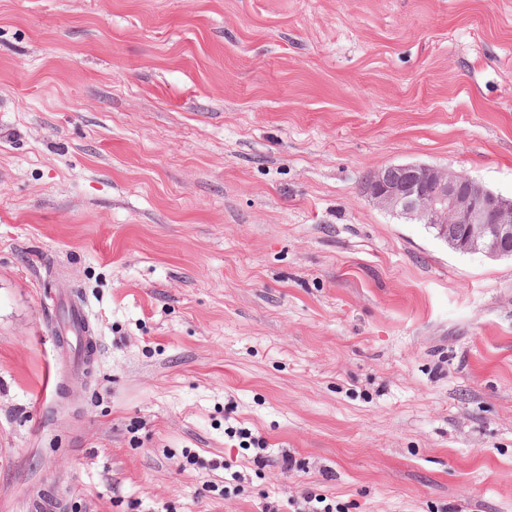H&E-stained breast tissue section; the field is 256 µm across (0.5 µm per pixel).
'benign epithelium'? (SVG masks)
<instances>
[{"instance_id":"1","label":"benign epithelium","mask_w":512,"mask_h":512,"mask_svg":"<svg viewBox=\"0 0 512 512\" xmlns=\"http://www.w3.org/2000/svg\"><path fill=\"white\" fill-rule=\"evenodd\" d=\"M362 194L385 212L427 225L457 251L512 259V197L465 172L423 163L390 165L368 175Z\"/></svg>"}]
</instances>
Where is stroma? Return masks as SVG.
Instances as JSON below:
<instances>
[{
	"label": "stroma",
	"mask_w": 512,
	"mask_h": 512,
	"mask_svg": "<svg viewBox=\"0 0 512 512\" xmlns=\"http://www.w3.org/2000/svg\"><path fill=\"white\" fill-rule=\"evenodd\" d=\"M412 162L512 196V0H0V512H512V259ZM362 194L385 212L426 224L457 251L512 259V197L465 172L423 163L390 165L368 175ZM225 433L229 438L238 437L242 439V442L249 440L250 445H253V448H256L258 451L255 453L251 463L254 466L259 468L263 466L266 461V456L264 455V451L266 450V442L261 436H256L253 434L252 430L246 427H231L225 430Z\"/></svg>",
	"instance_id": "35a3bbf8"
}]
</instances>
